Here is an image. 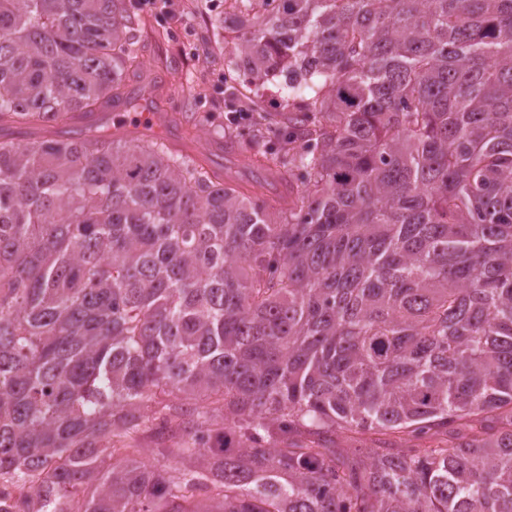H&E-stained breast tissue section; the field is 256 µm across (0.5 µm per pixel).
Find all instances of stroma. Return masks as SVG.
Here are the masks:
<instances>
[{"mask_svg":"<svg viewBox=\"0 0 512 512\" xmlns=\"http://www.w3.org/2000/svg\"><path fill=\"white\" fill-rule=\"evenodd\" d=\"M146 25L138 31V49L146 66L157 60L172 63L178 77L190 85L188 94L175 96L168 84H158L149 100L169 122L164 135L171 148L195 154L197 144L209 142L213 165L225 177L247 180L250 172L242 161L228 160L217 147L224 139L231 83L224 62V13L226 0H132ZM189 112H208L212 122L189 128Z\"/></svg>","mask_w":512,"mask_h":512,"instance_id":"obj_1","label":"stroma"}]
</instances>
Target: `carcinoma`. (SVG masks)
Returning <instances> with one entry per match:
<instances>
[{
  "instance_id": "carcinoma-1",
  "label": "carcinoma",
  "mask_w": 512,
  "mask_h": 512,
  "mask_svg": "<svg viewBox=\"0 0 512 512\" xmlns=\"http://www.w3.org/2000/svg\"><path fill=\"white\" fill-rule=\"evenodd\" d=\"M233 3L245 185L68 135L129 0H0V512H512V0ZM116 451L113 453L112 462L118 463L121 462L126 455H136L140 457H145L153 460L154 455L152 454V448H155L153 438L149 432L141 434L135 440H127L123 442H117L115 444ZM125 448H135V449H125ZM155 464H159L162 466H174L175 460L170 457L166 460H160L158 463L156 460H153Z\"/></svg>"
}]
</instances>
